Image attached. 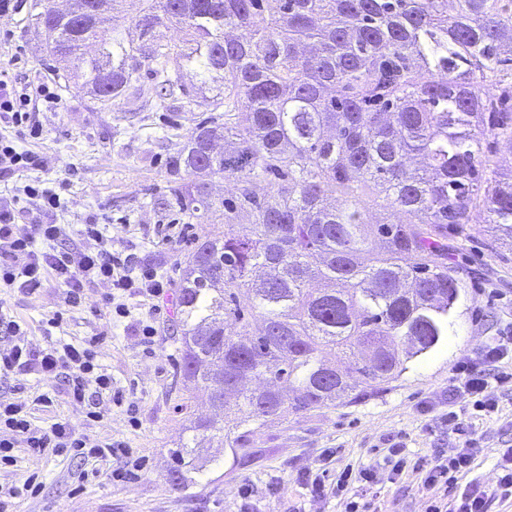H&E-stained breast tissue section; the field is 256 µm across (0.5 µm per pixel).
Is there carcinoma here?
<instances>
[{
  "instance_id": "1",
  "label": "carcinoma",
  "mask_w": 512,
  "mask_h": 512,
  "mask_svg": "<svg viewBox=\"0 0 512 512\" xmlns=\"http://www.w3.org/2000/svg\"><path fill=\"white\" fill-rule=\"evenodd\" d=\"M139 2L126 27L49 7L31 21L104 109L144 77L157 104L224 108L167 162L170 204L224 216L177 284L183 386L215 411L171 451L185 487L213 443L236 457L270 419L353 403L433 351L460 297L448 234L482 213L512 240V170L490 160L512 154V0H277L269 16L270 0ZM172 24L179 46L159 35ZM378 200L395 220L371 221Z\"/></svg>"
}]
</instances>
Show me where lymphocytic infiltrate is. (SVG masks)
<instances>
[{"label":"lymphocytic infiltrate","instance_id":"f902f5d3","mask_svg":"<svg viewBox=\"0 0 512 512\" xmlns=\"http://www.w3.org/2000/svg\"><path fill=\"white\" fill-rule=\"evenodd\" d=\"M58 102L57 90L50 82L20 87L13 81L9 66L0 67V115H8L11 122L10 129L0 130V176L32 175L11 197H0V288L33 295L46 282L56 283L63 290L64 308L46 319V326L52 329L63 325L65 312L82 307L87 289L103 288L111 324L118 326L124 319H132L141 342L153 348L157 337L153 310L171 286L168 277L137 263L132 255L113 252L112 240L101 225L84 224L73 229L44 221L45 216L61 209V198L47 181L35 176L44 166L42 157L20 148L17 140L23 135L40 138L43 129L32 123V112L38 106L51 108ZM74 235L80 242L73 246L69 239ZM0 328L15 337L13 343L0 345L1 375H64L69 401L84 407L86 420L93 423L105 417L96 407L97 400L123 404V393L113 389L111 374L97 359L95 339L74 344L51 338L37 349L21 340L20 324L3 312ZM509 363L512 330L491 337L476 356L459 362L457 379L448 392L449 402L462 397L475 412L486 416L497 413L499 405L490 388L493 383L512 379V373L505 370ZM448 428L456 436V447L444 455L418 459L412 467L423 485L438 492L427 512H489L492 502L511 500L512 448L500 449L496 480L487 487L471 477L481 454L471 423L452 410ZM20 450L101 461L113 458L120 466L110 471V481H125L130 474L121 464L129 455L125 442L90 437L66 421L46 429L36 427L24 396L0 401V466L13 464Z\"/></svg>","mask_w":512,"mask_h":512}]
</instances>
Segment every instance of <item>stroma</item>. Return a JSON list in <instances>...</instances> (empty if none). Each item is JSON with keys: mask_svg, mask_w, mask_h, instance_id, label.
<instances>
[{"mask_svg": "<svg viewBox=\"0 0 512 512\" xmlns=\"http://www.w3.org/2000/svg\"><path fill=\"white\" fill-rule=\"evenodd\" d=\"M65 5L66 0H21L19 11L0 16V60L12 61L17 82L55 77L46 44L30 19L36 8ZM59 93L56 111L34 113L44 133L28 144L44 159L41 178L65 203L55 222L105 224L113 250L178 280L191 245L179 234L185 216L168 204L167 159L197 123L223 120V112L182 96L170 108L159 109L137 94L108 112L75 83L60 82ZM448 264L462 289L441 346L410 362L384 391L269 423L252 437L245 458L220 455L185 488L167 479L170 452L187 438L190 416L207 412L208 394L183 392L176 373L175 294L167 292L160 306L156 352L147 356L132 330L119 327L106 334L108 311L100 290L90 289L83 307L67 313L56 335L75 343L102 334L99 359L115 386L135 401V419L103 400L99 407L105 419L87 424L83 408L68 401L60 376H0V400L22 389L32 396L49 393L50 403L32 408L35 426L46 428L62 419L79 432L126 441L144 468L115 485L108 478L111 463L21 451L14 465L0 466V488L22 484L36 473L42 490L17 500L12 512H344L336 496L311 497L304 475L324 477L330 486L348 463L390 469L388 448L397 441L404 443L411 462L454 447L445 416L457 363L512 325V242L500 239L491 225H474L469 234L449 237ZM0 307L22 325L29 343L42 347V320L61 309V291L52 282L33 296L0 291ZM493 394L498 413L473 421L483 449L474 475L486 485L494 480L499 449L512 448V386H495ZM328 449L333 452L329 458L324 455ZM362 493L377 512H426L432 496L409 471L395 481L364 487Z\"/></svg>", "mask_w": 512, "mask_h": 512, "instance_id": "1", "label": "stroma"}]
</instances>
